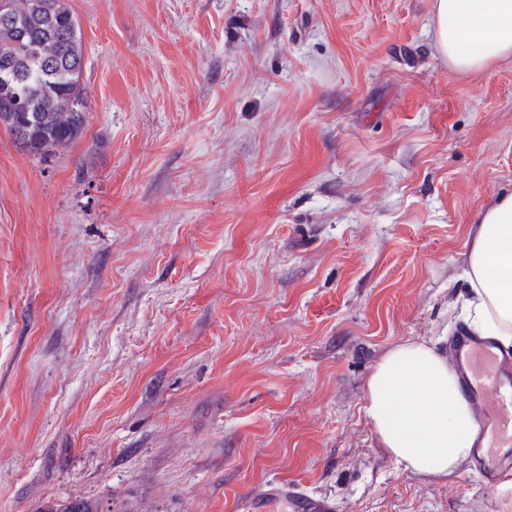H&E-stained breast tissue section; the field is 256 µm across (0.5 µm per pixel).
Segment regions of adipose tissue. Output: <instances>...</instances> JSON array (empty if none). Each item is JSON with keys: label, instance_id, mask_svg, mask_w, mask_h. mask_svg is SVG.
<instances>
[{"label": "adipose tissue", "instance_id": "obj_1", "mask_svg": "<svg viewBox=\"0 0 512 512\" xmlns=\"http://www.w3.org/2000/svg\"><path fill=\"white\" fill-rule=\"evenodd\" d=\"M434 42L457 71L512 60V0H433ZM467 328L512 346V193L478 219L466 254ZM365 413L398 464L445 477L472 453L475 422L459 377L432 345L390 348L364 387Z\"/></svg>", "mask_w": 512, "mask_h": 512}]
</instances>
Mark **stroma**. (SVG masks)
<instances>
[{
  "label": "stroma",
  "mask_w": 512,
  "mask_h": 512,
  "mask_svg": "<svg viewBox=\"0 0 512 512\" xmlns=\"http://www.w3.org/2000/svg\"><path fill=\"white\" fill-rule=\"evenodd\" d=\"M88 124L0 128V512H505L398 465L364 386L463 325L512 61L432 0H71ZM434 42L457 71L512 60V0H433Z\"/></svg>",
  "instance_id": "obj_1"
}]
</instances>
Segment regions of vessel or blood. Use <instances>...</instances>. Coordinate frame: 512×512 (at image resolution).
I'll use <instances>...</instances> for the list:
<instances>
[{
    "instance_id": "vessel-or-blood-1",
    "label": "vessel or blood",
    "mask_w": 512,
    "mask_h": 512,
    "mask_svg": "<svg viewBox=\"0 0 512 512\" xmlns=\"http://www.w3.org/2000/svg\"><path fill=\"white\" fill-rule=\"evenodd\" d=\"M448 354L476 414L472 464L491 488L512 475V352L460 330L450 338Z\"/></svg>"
}]
</instances>
